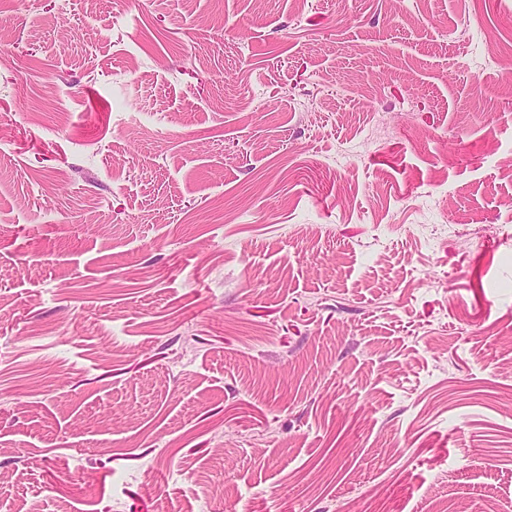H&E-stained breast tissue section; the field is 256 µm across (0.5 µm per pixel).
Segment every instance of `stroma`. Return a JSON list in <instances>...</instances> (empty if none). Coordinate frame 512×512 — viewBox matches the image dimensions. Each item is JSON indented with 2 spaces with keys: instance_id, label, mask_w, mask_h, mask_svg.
<instances>
[{
  "instance_id": "1",
  "label": "stroma",
  "mask_w": 512,
  "mask_h": 512,
  "mask_svg": "<svg viewBox=\"0 0 512 512\" xmlns=\"http://www.w3.org/2000/svg\"><path fill=\"white\" fill-rule=\"evenodd\" d=\"M505 52L512 0H0V512H512Z\"/></svg>"
}]
</instances>
